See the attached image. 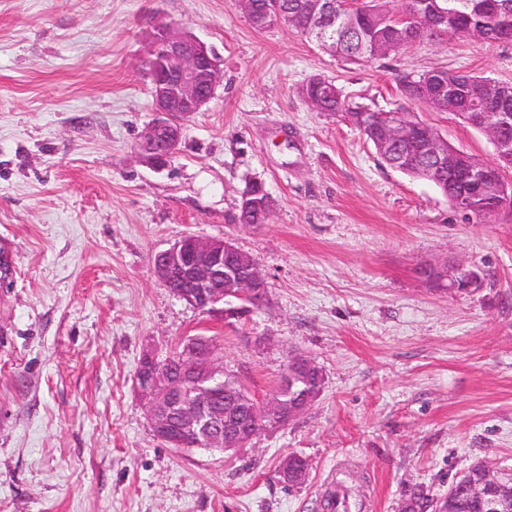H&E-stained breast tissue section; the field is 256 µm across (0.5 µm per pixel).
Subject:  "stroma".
I'll use <instances>...</instances> for the list:
<instances>
[{"label": "stroma", "instance_id": "35a3bbf8", "mask_svg": "<svg viewBox=\"0 0 512 512\" xmlns=\"http://www.w3.org/2000/svg\"><path fill=\"white\" fill-rule=\"evenodd\" d=\"M182 27L224 78L164 167L139 141L155 118L144 65L154 23ZM464 72L512 83V43L426 39L348 61L236 0H0V512H317L352 486L362 512L432 497L477 462L512 472V210L464 218L431 182L385 164L301 86L410 113L480 161L489 138L408 99L401 76ZM262 181L267 224L238 221ZM224 238L266 275L262 308L230 322L177 298L155 255ZM465 262L482 288L417 274ZM213 339L225 368L269 398L291 352L325 373L320 399L234 454L155 437L133 379L143 352ZM296 453L303 484L279 475ZM262 196H264L262 198ZM258 209L264 216L266 223L272 211V201L261 181L253 180L248 182L241 195L240 212Z\"/></svg>", "mask_w": 512, "mask_h": 512}]
</instances>
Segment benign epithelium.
I'll use <instances>...</instances> for the list:
<instances>
[{
    "instance_id": "1",
    "label": "benign epithelium",
    "mask_w": 512,
    "mask_h": 512,
    "mask_svg": "<svg viewBox=\"0 0 512 512\" xmlns=\"http://www.w3.org/2000/svg\"><path fill=\"white\" fill-rule=\"evenodd\" d=\"M254 26L266 28L278 24L291 26L296 17L279 8L273 0L262 6L258 0H237ZM403 7L392 11L387 20L393 27L410 28L413 41H418L414 26V0H400ZM459 0L436 11L430 26L437 28L448 17L462 18ZM336 26L347 30L351 22L336 14L334 0H314L309 17L303 21L307 32H324ZM150 50L146 65L152 78L156 118L140 143L142 154L158 168L183 137L182 117L199 112L213 98L221 80L220 63L204 42L192 33L168 24H157L149 33ZM495 81L488 79L480 86L468 88L472 100L467 112L456 111L460 88L446 83L434 72H427L414 82L421 93L419 100L431 97L448 100V112L469 126L485 133L495 147V162L512 167V113L484 112L483 105L495 99ZM359 127H376L380 132L378 154L393 168L401 166L408 146L417 149L422 158L419 178L437 183V174L448 168V141L428 125L415 121L408 112H375L368 108L357 113ZM460 181L469 191L450 199L451 205L466 217L486 203L493 212L512 210V184L488 181L484 163L471 157L453 166ZM259 210L269 219L272 201L264 184L248 182L241 195L240 211ZM156 274L167 284L174 275L185 283L172 292L180 300L207 314L221 313L224 319L239 318L253 309L264 297L265 277L256 259L222 238H200L187 235L154 258ZM419 278L437 291L470 292L482 286L479 272L464 264L424 266ZM224 364L201 339H192L168 359L146 350L135 375L134 387L147 409V416L158 440L172 448L237 451L251 445L258 430L271 431L287 426L305 413L321 395L324 372L306 355L289 358L273 395L264 402L243 395L250 405L252 423L239 425L232 417L224 418L217 407L216 391L224 388ZM308 469L306 460L291 454L280 465L285 483L303 480ZM479 481L469 483V491L477 500L480 512H512V474L496 472L486 464L473 465L448 489V494L431 503L433 512H441L447 503L452 510L458 483H468L472 474Z\"/></svg>"
}]
</instances>
